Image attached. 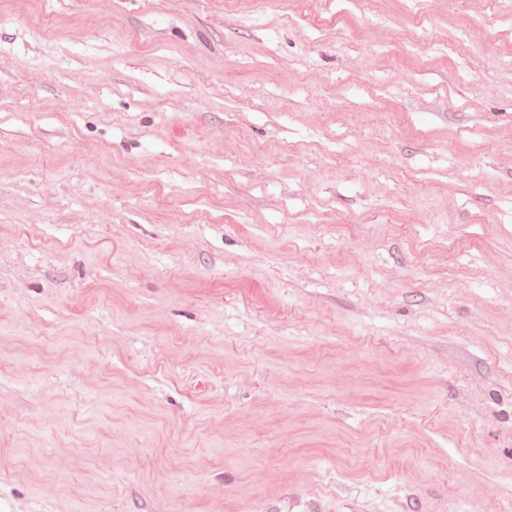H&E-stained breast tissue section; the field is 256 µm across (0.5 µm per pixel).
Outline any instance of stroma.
Here are the masks:
<instances>
[{
    "mask_svg": "<svg viewBox=\"0 0 512 512\" xmlns=\"http://www.w3.org/2000/svg\"><path fill=\"white\" fill-rule=\"evenodd\" d=\"M0 512H512V0H0Z\"/></svg>",
    "mask_w": 512,
    "mask_h": 512,
    "instance_id": "obj_1",
    "label": "stroma"
}]
</instances>
